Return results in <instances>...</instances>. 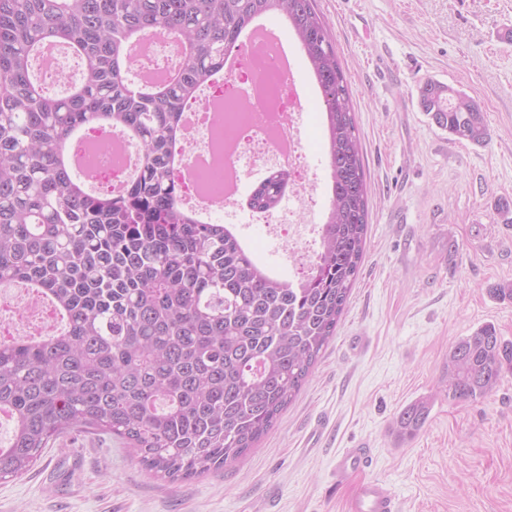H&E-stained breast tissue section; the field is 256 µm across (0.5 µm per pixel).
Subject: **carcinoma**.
<instances>
[{
	"instance_id": "cac0c4a2",
	"label": "carcinoma",
	"mask_w": 512,
	"mask_h": 512,
	"mask_svg": "<svg viewBox=\"0 0 512 512\" xmlns=\"http://www.w3.org/2000/svg\"><path fill=\"white\" fill-rule=\"evenodd\" d=\"M278 15L292 29L320 94L329 199L320 250L296 283L261 265L224 224L180 202L174 152L184 106L224 70L245 30ZM165 31L186 62L167 84L129 78L137 37ZM46 43L86 75L63 95L33 72ZM419 104L459 140L489 128L468 95L434 81ZM109 128L141 152L118 193L85 188L66 160L81 129ZM288 174L246 200L272 210ZM369 219L353 91L315 0H0V285L21 283L60 316L47 335L0 338V480L16 479L62 434L117 436L149 473L171 482L233 465L296 396L334 336L364 257ZM512 370V341L494 325L448 349V399L475 401ZM433 399L396 417L402 438Z\"/></svg>"
}]
</instances>
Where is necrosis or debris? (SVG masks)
Masks as SVG:
<instances>
[{"mask_svg":"<svg viewBox=\"0 0 512 512\" xmlns=\"http://www.w3.org/2000/svg\"><path fill=\"white\" fill-rule=\"evenodd\" d=\"M146 40V45L134 48L140 74L160 75L182 64L176 38L157 31ZM286 51L276 37L242 42L235 54L236 71L245 77L242 92L207 95L191 105L197 120L182 142L187 173L180 192L187 209L218 210L234 217L241 207L238 185L258 167L287 170L288 195L296 202L321 193V183L309 178L301 136L307 83L300 79L298 67L284 66ZM99 143L94 167L108 173L113 191L123 190L134 173L136 153L116 132L105 134ZM251 216L281 241L282 260L292 262L296 274H304L316 256L311 240L319 234V225L293 222L290 213L277 209L255 210ZM55 325L47 304L33 298L0 300L1 337L18 335L23 326L44 334Z\"/></svg>","mask_w":512,"mask_h":512,"instance_id":"obj_1","label":"necrosis or debris"}]
</instances>
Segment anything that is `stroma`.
<instances>
[{
    "label": "stroma",
    "instance_id": "obj_1",
    "mask_svg": "<svg viewBox=\"0 0 512 512\" xmlns=\"http://www.w3.org/2000/svg\"><path fill=\"white\" fill-rule=\"evenodd\" d=\"M353 90L369 196L359 277L336 334L274 427L233 467L170 482L121 439L74 431L0 512H348L360 477L336 458L369 447L362 477L402 512H512V372L469 402L443 391L448 349L485 324L512 341V0H315ZM473 97L486 143L439 128L416 87ZM457 254H450V247ZM432 397L424 427L394 421Z\"/></svg>",
    "mask_w": 512,
    "mask_h": 512
}]
</instances>
